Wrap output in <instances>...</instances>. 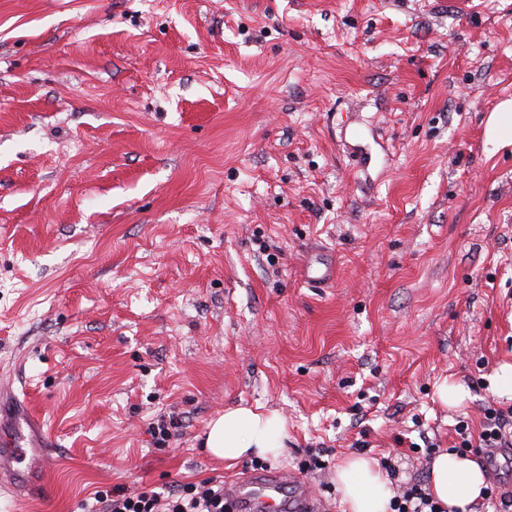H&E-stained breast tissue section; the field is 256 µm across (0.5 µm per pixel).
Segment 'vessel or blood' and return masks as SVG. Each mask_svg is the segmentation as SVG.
Wrapping results in <instances>:
<instances>
[{
	"mask_svg": "<svg viewBox=\"0 0 512 512\" xmlns=\"http://www.w3.org/2000/svg\"><path fill=\"white\" fill-rule=\"evenodd\" d=\"M48 441L42 421L25 408L0 421V491L44 463L41 450ZM226 496L235 512H316L303 482L284 471L246 476Z\"/></svg>",
	"mask_w": 512,
	"mask_h": 512,
	"instance_id": "1",
	"label": "vessel or blood"
}]
</instances>
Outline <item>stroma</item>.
Returning <instances> with one entry per match:
<instances>
[{"instance_id":"1","label":"stroma","mask_w":512,"mask_h":512,"mask_svg":"<svg viewBox=\"0 0 512 512\" xmlns=\"http://www.w3.org/2000/svg\"><path fill=\"white\" fill-rule=\"evenodd\" d=\"M464 2L0 0V382L50 435L0 512L258 471L339 512L345 456L401 493L512 406V0ZM239 404L280 456L204 447ZM486 143L489 152L512 146V100L501 102L486 123Z\"/></svg>"}]
</instances>
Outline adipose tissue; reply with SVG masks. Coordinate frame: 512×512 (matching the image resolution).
<instances>
[{"label":"adipose tissue","mask_w":512,"mask_h":512,"mask_svg":"<svg viewBox=\"0 0 512 512\" xmlns=\"http://www.w3.org/2000/svg\"><path fill=\"white\" fill-rule=\"evenodd\" d=\"M286 430L279 413L238 405L209 422L204 446L228 463L251 456L267 458L280 454ZM486 486L485 474L472 458L446 451L432 460L426 489L443 512H472ZM336 487L340 512H391L396 495L380 461L367 455L352 454L340 461Z\"/></svg>","instance_id":"ef3b65f1"}]
</instances>
